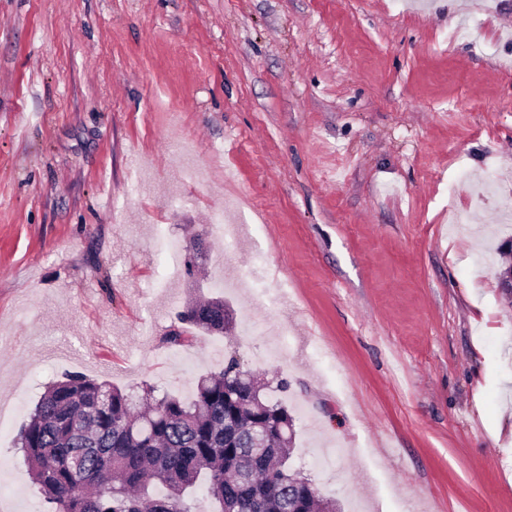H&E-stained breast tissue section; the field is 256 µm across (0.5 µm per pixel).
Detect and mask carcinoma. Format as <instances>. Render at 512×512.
<instances>
[{
    "instance_id": "cac0c4a2",
    "label": "carcinoma",
    "mask_w": 512,
    "mask_h": 512,
    "mask_svg": "<svg viewBox=\"0 0 512 512\" xmlns=\"http://www.w3.org/2000/svg\"><path fill=\"white\" fill-rule=\"evenodd\" d=\"M224 317L214 298L179 314L216 334L225 333ZM162 342L188 346L193 337L177 327ZM269 387L234 352L219 372L198 377L188 399L72 372L47 387L15 448L50 512H193L190 490L201 479L216 512H336L309 478L288 472L294 417L266 397ZM253 430L266 432L265 447H249Z\"/></svg>"
}]
</instances>
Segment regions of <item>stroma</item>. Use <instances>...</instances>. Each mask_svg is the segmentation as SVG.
<instances>
[{"instance_id": "35a3bbf8", "label": "stroma", "mask_w": 512, "mask_h": 512, "mask_svg": "<svg viewBox=\"0 0 512 512\" xmlns=\"http://www.w3.org/2000/svg\"><path fill=\"white\" fill-rule=\"evenodd\" d=\"M504 214L512 0H0V502L46 512L13 442L63 374L186 398L235 351L340 512H512ZM210 297L232 334L163 344Z\"/></svg>"}]
</instances>
